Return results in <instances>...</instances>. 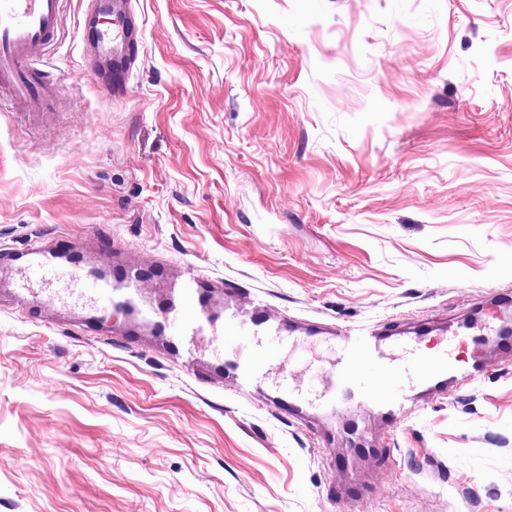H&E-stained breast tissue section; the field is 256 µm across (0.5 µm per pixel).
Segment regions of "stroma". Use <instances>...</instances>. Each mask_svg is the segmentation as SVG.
<instances>
[{
    "mask_svg": "<svg viewBox=\"0 0 512 512\" xmlns=\"http://www.w3.org/2000/svg\"><path fill=\"white\" fill-rule=\"evenodd\" d=\"M69 0L37 125L0 110V248L183 263L295 322L396 332L512 287V0H136L122 94ZM0 272V512H512V352L399 422L292 417L121 314H20ZM374 453L337 471L336 422Z\"/></svg>",
    "mask_w": 512,
    "mask_h": 512,
    "instance_id": "1",
    "label": "stroma"
}]
</instances>
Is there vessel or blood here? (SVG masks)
<instances>
[{"instance_id":"b4317fda","label":"vessel or blood","mask_w":512,"mask_h":512,"mask_svg":"<svg viewBox=\"0 0 512 512\" xmlns=\"http://www.w3.org/2000/svg\"><path fill=\"white\" fill-rule=\"evenodd\" d=\"M67 2L0 0V104L10 103L34 124L54 94L43 80L41 65L60 36ZM81 42L99 94L109 99L122 92L142 42L133 0H88ZM0 263L21 276L15 296L18 310L28 309L33 298L46 292L52 299L78 306L83 329L124 302L137 301L145 285L135 266L118 267L113 278L103 276L72 243L61 250L33 245L0 255ZM145 314L152 319V335L184 368L197 363L202 337L210 338L214 350L228 351L224 378L246 394L261 389L283 349L319 336L332 339L338 354L331 367L317 369L304 385L281 375L267 393V402L301 417L318 405L333 407L352 397L393 422L414 407L412 390L441 393L447 384L486 372L487 362L459 358L454 349L472 333L490 328L498 317L512 316V290H497L491 309L432 330L417 326L387 334L372 325L304 327L266 310L263 297L246 299L232 288L225 289L223 304H214L212 282L189 262L165 289L161 303ZM431 333L440 341L424 348Z\"/></svg>"}]
</instances>
